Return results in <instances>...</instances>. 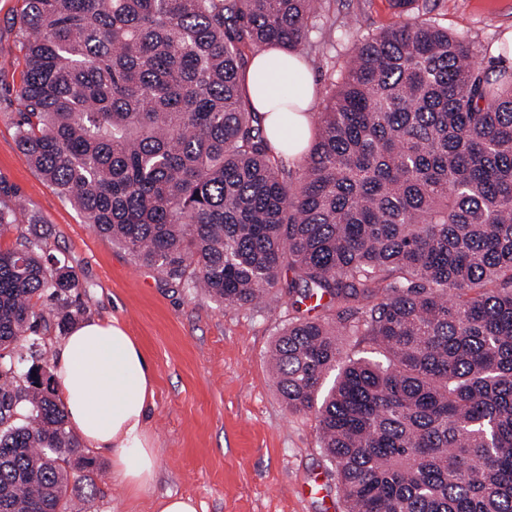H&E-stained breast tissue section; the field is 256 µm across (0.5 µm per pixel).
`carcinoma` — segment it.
<instances>
[{"instance_id": "carcinoma-1", "label": "carcinoma", "mask_w": 512, "mask_h": 512, "mask_svg": "<svg viewBox=\"0 0 512 512\" xmlns=\"http://www.w3.org/2000/svg\"><path fill=\"white\" fill-rule=\"evenodd\" d=\"M317 4L22 0L18 146L163 280L288 299L277 388L315 414L347 512H512V77L428 21L362 38L295 177L244 73L298 52ZM23 211L0 186V231ZM44 240L32 219L0 250V512H80L98 470L52 369L19 367L85 311Z\"/></svg>"}]
</instances>
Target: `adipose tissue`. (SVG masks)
<instances>
[{
	"instance_id": "ef3b65f1",
	"label": "adipose tissue",
	"mask_w": 512,
	"mask_h": 512,
	"mask_svg": "<svg viewBox=\"0 0 512 512\" xmlns=\"http://www.w3.org/2000/svg\"><path fill=\"white\" fill-rule=\"evenodd\" d=\"M293 88V108L278 107L282 84ZM253 108L262 113L273 143L287 141L289 158H298L310 136L306 110L314 76L301 58L263 51L245 74ZM56 394L70 426L85 448L111 455L112 472L134 497L150 492L157 454L148 428L154 405V378L143 350L116 321L85 320L52 354Z\"/></svg>"
}]
</instances>
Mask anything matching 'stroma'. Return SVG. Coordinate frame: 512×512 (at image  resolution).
Masks as SVG:
<instances>
[{
  "label": "stroma",
  "mask_w": 512,
  "mask_h": 512,
  "mask_svg": "<svg viewBox=\"0 0 512 512\" xmlns=\"http://www.w3.org/2000/svg\"><path fill=\"white\" fill-rule=\"evenodd\" d=\"M420 18L465 34L482 66L512 26V0H418ZM21 0H0V184L24 197L47 232L45 249L75 268L87 290L85 318L120 321L154 373L150 427L158 448L152 494L192 497L198 512H346L334 467L319 448L315 418L285 407L268 353L287 305L231 308L164 283L127 251L84 224L17 146ZM389 0H322L301 53L326 97L356 37L397 23ZM83 512H151L131 498L108 453Z\"/></svg>",
  "instance_id": "obj_1"
}]
</instances>
